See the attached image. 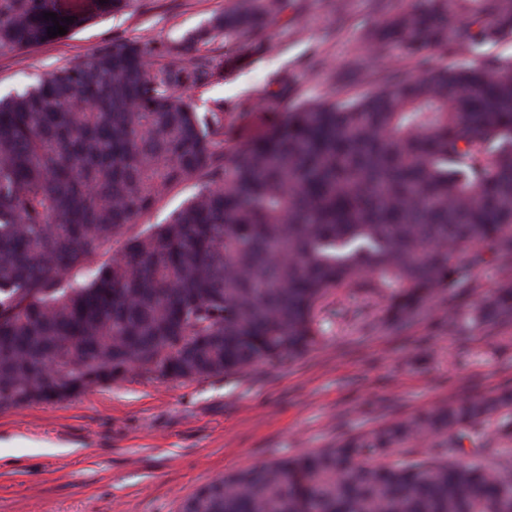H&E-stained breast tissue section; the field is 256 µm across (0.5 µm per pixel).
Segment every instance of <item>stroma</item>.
<instances>
[{"instance_id":"1","label":"stroma","mask_w":512,"mask_h":512,"mask_svg":"<svg viewBox=\"0 0 512 512\" xmlns=\"http://www.w3.org/2000/svg\"><path fill=\"white\" fill-rule=\"evenodd\" d=\"M231 0H139L65 39L0 56V94L105 43L180 41ZM375 19L369 0H288L258 34L228 39L220 74L190 91L197 110L224 105L225 145L258 114L327 91ZM383 306L339 288L321 305L320 343L279 365L193 380L137 371L56 404L0 412V512H178L217 476L333 446L343 436L444 402L512 389V326L449 329L448 311L399 333Z\"/></svg>"}]
</instances>
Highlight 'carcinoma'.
Wrapping results in <instances>:
<instances>
[{"mask_svg": "<svg viewBox=\"0 0 512 512\" xmlns=\"http://www.w3.org/2000/svg\"><path fill=\"white\" fill-rule=\"evenodd\" d=\"M371 2L383 18L336 87L265 114L231 158L224 105L183 95L214 58L182 56L251 43L288 0H235L179 44L112 42L0 97V411L135 370L294 360L336 288L384 303L392 331L456 302L474 326L512 324V62L481 53L512 37V0ZM48 12L84 24L56 0H0V56L51 41ZM430 51L473 59L431 66ZM511 443V391L454 400L216 477L181 512H512ZM194 192V182H190L181 188L175 190L161 205L159 210L146 216L143 221L146 224H158L175 208H177L185 199Z\"/></svg>", "mask_w": 512, "mask_h": 512, "instance_id": "carcinoma-1", "label": "carcinoma"}]
</instances>
